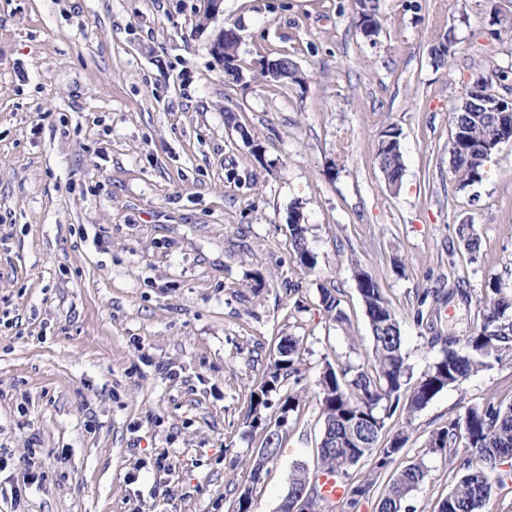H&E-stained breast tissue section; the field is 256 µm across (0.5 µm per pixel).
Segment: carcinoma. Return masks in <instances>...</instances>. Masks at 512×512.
<instances>
[{"mask_svg": "<svg viewBox=\"0 0 512 512\" xmlns=\"http://www.w3.org/2000/svg\"><path fill=\"white\" fill-rule=\"evenodd\" d=\"M357 22L360 32L371 37L382 27L379 0H357ZM224 76L237 81L241 78L238 43H224ZM492 85L476 75L466 87L462 105L454 112L453 132L449 141L452 173L462 188L482 182L486 176L480 162L483 149L490 143L512 140V119L501 120L499 113L486 112L501 100L491 94ZM400 130L388 125L382 130L376 159L387 187L400 189L404 175ZM300 204L296 203L289 216L291 246L299 264L312 271L316 267L315 254L307 244V224ZM458 236L471 253L480 249V239L474 225L461 224ZM357 288L371 331L368 367L328 363L321 372L316 393L322 407L323 429L318 444L319 460L316 473L332 474L343 479L350 500L362 496L373 487V480L364 478L351 481V470L365 459H371V472L385 470L403 450L407 437L398 433L384 446L378 442L386 429V420L404 405L408 415L423 410L440 392L456 387L472 375L499 362L503 354H512V294L502 291L492 282L480 300L479 322L461 339H442L437 329L435 308L451 302L461 289H439L433 294L434 305L414 314L415 324L428 332L431 346L441 345L440 355L430 369L415 383L406 398H401L405 378L408 376L406 356L403 352L401 321L379 283L368 273L356 274ZM320 306L335 322L345 315L341 300L326 288L321 289ZM278 358L263 374L259 384L249 394L252 420L249 426L264 434L262 447L266 454L250 458V481L261 480L268 463L281 453L283 433L268 431L261 410L271 406L269 397L278 393L283 384L288 392L279 397L277 420L288 421L290 414L299 410L307 390L301 385L303 374L301 347L293 336L283 337L277 347ZM432 452H441L449 461H457V482L440 503L438 512H481L491 497L494 484H503L498 466L512 459V403L489 402L483 407H466L448 423L437 428L428 440ZM429 468L423 459L404 467L388 485L379 499L378 512H405L408 495L425 483Z\"/></svg>", "mask_w": 512, "mask_h": 512, "instance_id": "carcinoma-1", "label": "carcinoma"}]
</instances>
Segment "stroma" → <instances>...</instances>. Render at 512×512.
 Returning <instances> with one entry per match:
<instances>
[{"mask_svg": "<svg viewBox=\"0 0 512 512\" xmlns=\"http://www.w3.org/2000/svg\"><path fill=\"white\" fill-rule=\"evenodd\" d=\"M0 0V512H235L232 484L261 444L249 393L281 337L302 347L309 396L253 486L278 512L293 469L316 467L314 396L326 363L369 364L355 273L401 319L411 381L439 355L418 301L463 279L442 309L463 335L488 282L512 291V142L460 188L448 143L475 75L498 92L512 41L492 32L512 0H380L365 38L353 0ZM234 28L243 78L210 52ZM449 42L446 65L430 50ZM288 55L304 85L259 74ZM401 131L404 176L376 161ZM301 205L315 270L300 266L289 215ZM473 223L480 250L456 229ZM341 300L329 320L320 292ZM512 401V357L439 393L386 433L408 442L372 475L377 512L393 476L424 459L411 512H437L455 483L431 433L463 406ZM400 130L388 125L382 130L377 148L376 159L384 175L387 187L398 191L404 175L403 155L400 146Z\"/></svg>", "mask_w": 512, "mask_h": 512, "instance_id": "stroma-1", "label": "stroma"}]
</instances>
